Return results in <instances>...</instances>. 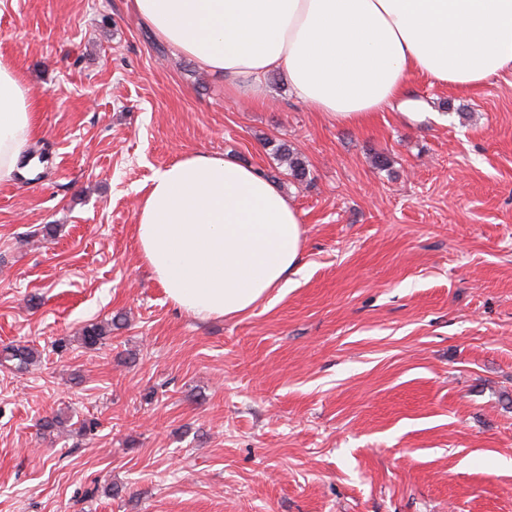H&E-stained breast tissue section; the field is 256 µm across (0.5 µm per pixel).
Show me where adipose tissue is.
<instances>
[{
    "mask_svg": "<svg viewBox=\"0 0 512 512\" xmlns=\"http://www.w3.org/2000/svg\"><path fill=\"white\" fill-rule=\"evenodd\" d=\"M140 21L232 92L271 72L342 127L407 105L417 75L454 89L512 69V0H133ZM37 93L0 57V183L36 126ZM169 301L198 318L244 314L302 269L300 215L255 168L191 151L152 174L134 226Z\"/></svg>",
    "mask_w": 512,
    "mask_h": 512,
    "instance_id": "adipose-tissue-1",
    "label": "adipose tissue"
}]
</instances>
